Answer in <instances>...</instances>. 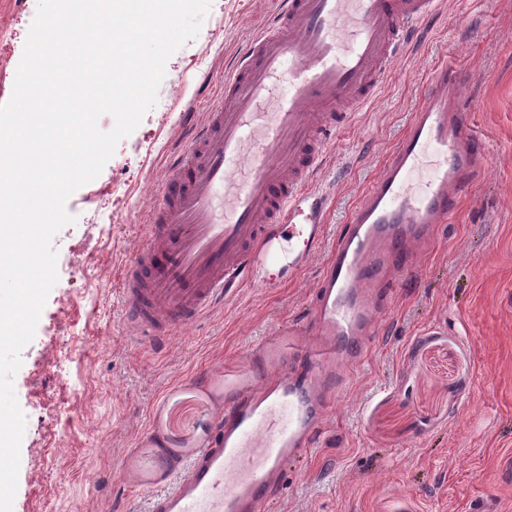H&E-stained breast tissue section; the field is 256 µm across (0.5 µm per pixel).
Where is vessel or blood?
I'll return each mask as SVG.
<instances>
[{
	"label": "vessel or blood",
	"instance_id": "b4317fda",
	"mask_svg": "<svg viewBox=\"0 0 512 512\" xmlns=\"http://www.w3.org/2000/svg\"><path fill=\"white\" fill-rule=\"evenodd\" d=\"M439 0H279L225 72L172 161L117 285L126 324L170 335L277 262L323 257L307 326L284 327L224 373L215 434L150 512H262L282 469L312 444L398 288L418 270L487 156L462 104L456 59L436 66L382 171L333 237L321 173L338 135L373 102Z\"/></svg>",
	"mask_w": 512,
	"mask_h": 512
}]
</instances>
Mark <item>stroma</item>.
Wrapping results in <instances>:
<instances>
[{
	"instance_id": "stroma-1",
	"label": "stroma",
	"mask_w": 512,
	"mask_h": 512,
	"mask_svg": "<svg viewBox=\"0 0 512 512\" xmlns=\"http://www.w3.org/2000/svg\"><path fill=\"white\" fill-rule=\"evenodd\" d=\"M275 0H212L199 34L167 61L156 106L101 173L66 201L53 237L58 280L14 388L27 425L12 512H148L163 469L215 430L213 370L306 318L320 270L276 265L159 342L123 322L114 277L143 209L185 142L180 115L206 112L217 82ZM36 9L0 0V74L12 78ZM490 164L421 267L398 289L364 368L350 378L270 512H512V0H442L379 98L342 134L322 172L345 224L448 56Z\"/></svg>"
}]
</instances>
